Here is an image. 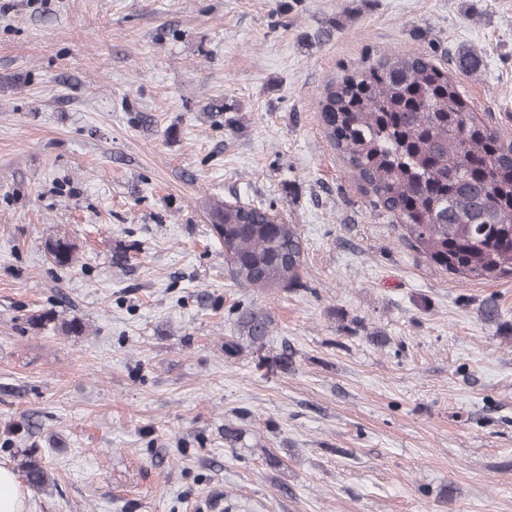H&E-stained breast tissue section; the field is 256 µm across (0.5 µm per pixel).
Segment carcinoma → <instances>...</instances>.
I'll use <instances>...</instances> for the list:
<instances>
[{
  "label": "carcinoma",
  "instance_id": "obj_1",
  "mask_svg": "<svg viewBox=\"0 0 512 512\" xmlns=\"http://www.w3.org/2000/svg\"><path fill=\"white\" fill-rule=\"evenodd\" d=\"M481 63L463 52L455 67L475 71ZM320 106L330 144L411 248L451 274L512 277V143L472 111L447 71L422 52L379 56L330 83ZM207 219L237 283H300L299 225L260 206L225 202L210 203ZM45 246L57 266L74 263L67 238ZM240 323L250 344L264 345L266 315L246 312ZM19 471L33 489L50 485L40 458H23Z\"/></svg>",
  "mask_w": 512,
  "mask_h": 512
}]
</instances>
